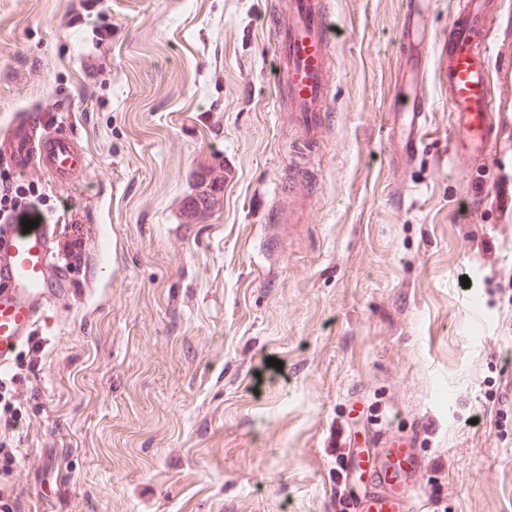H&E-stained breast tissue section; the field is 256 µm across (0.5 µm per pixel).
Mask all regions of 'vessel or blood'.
Here are the masks:
<instances>
[{
    "label": "vessel or blood",
    "mask_w": 512,
    "mask_h": 512,
    "mask_svg": "<svg viewBox=\"0 0 512 512\" xmlns=\"http://www.w3.org/2000/svg\"><path fill=\"white\" fill-rule=\"evenodd\" d=\"M431 5L432 0H403L399 16V106L389 129L399 147V170L417 155L431 110ZM335 31L324 0H282L273 81L305 149L319 144L329 124ZM511 39L512 18L505 16L501 0H459L442 62L448 128L450 138L476 161L493 158L502 139L496 100L512 74L495 82L491 60L497 41ZM38 127L45 128L44 137H36ZM79 138L77 129L52 127L48 114L30 113L0 138V157L16 172L36 166L52 181L67 183L89 166ZM74 288L56 251L55 225L28 231L19 224L0 225L1 367L34 335L48 311L64 312ZM425 467L409 438L348 448L340 463L347 512H424L427 503L416 485Z\"/></svg>",
    "instance_id": "obj_1"
}]
</instances>
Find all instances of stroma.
<instances>
[{
	"instance_id": "35a3bbf8",
	"label": "stroma",
	"mask_w": 512,
	"mask_h": 512,
	"mask_svg": "<svg viewBox=\"0 0 512 512\" xmlns=\"http://www.w3.org/2000/svg\"><path fill=\"white\" fill-rule=\"evenodd\" d=\"M274 2L0 0V135L49 109L89 161L57 184L0 159L79 284L21 387L16 512H342L343 443L372 428L415 437L432 512H512V99L479 164L431 81L394 170L401 0H327L334 117L268 256L298 156ZM212 176V171L206 174V178L203 179L200 190H198L188 204L187 217L193 221L202 219L203 216L212 208L215 200L214 191L217 187L218 181L220 180L218 177ZM207 177H209L208 181Z\"/></svg>"
}]
</instances>
